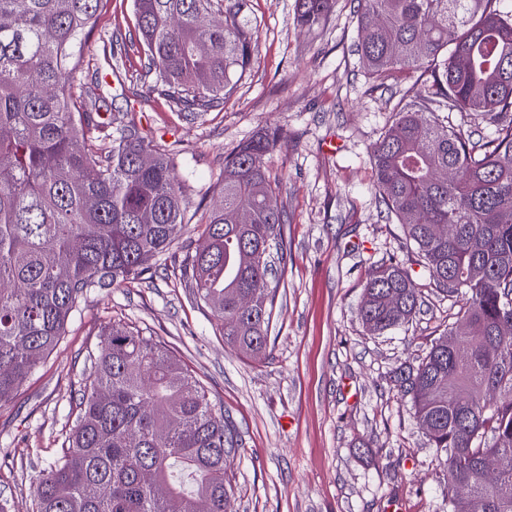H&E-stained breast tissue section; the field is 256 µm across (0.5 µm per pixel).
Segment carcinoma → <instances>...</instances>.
<instances>
[{"mask_svg": "<svg viewBox=\"0 0 512 512\" xmlns=\"http://www.w3.org/2000/svg\"><path fill=\"white\" fill-rule=\"evenodd\" d=\"M247 0H134L137 29L165 95L186 112L224 102L249 69ZM357 51L372 88L412 78L371 145L373 188L429 284L465 295L456 327L402 368L397 390L443 461L448 512H512V10L501 0H357ZM110 0H0V404L65 335L88 293L149 271L187 230L170 150L135 122L89 110L83 47ZM336 0H295L320 27ZM444 112L446 116L439 117ZM455 113L490 131L454 123ZM264 131L224 159L202 244L180 280L224 342L257 359L270 345L287 255L279 181ZM421 289L396 256L369 270L357 316L372 335L409 322ZM68 447L36 477L35 512H225L234 425L200 380L152 336L114 321L76 395ZM503 461L494 482L482 462Z\"/></svg>", "mask_w": 512, "mask_h": 512, "instance_id": "carcinoma-1", "label": "carcinoma"}]
</instances>
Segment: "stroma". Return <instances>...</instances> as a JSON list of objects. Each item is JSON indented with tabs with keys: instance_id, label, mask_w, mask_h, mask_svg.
<instances>
[{
	"instance_id": "obj_1",
	"label": "stroma",
	"mask_w": 512,
	"mask_h": 512,
	"mask_svg": "<svg viewBox=\"0 0 512 512\" xmlns=\"http://www.w3.org/2000/svg\"><path fill=\"white\" fill-rule=\"evenodd\" d=\"M294 9L295 0H248L258 30L252 65L223 105L198 117L155 90L133 0H112L87 41L86 79L115 124L135 121L146 140L173 153L188 224L212 208L225 157L260 129L280 128L284 140L265 162L288 217L287 255L270 351L256 360L215 334L178 277L196 234L161 253L144 276L88 294L61 342L0 406L6 512H32L31 484L60 454L88 354L115 320L165 343L235 425L227 512H444L445 470L393 376L427 355L459 306L414 264L423 304L412 321L372 336L356 316L370 267L408 255L400 225L387 221L371 189L369 162L407 86L371 87L355 52V0H336L312 31L296 25ZM107 42L116 77L103 60Z\"/></svg>"
}]
</instances>
